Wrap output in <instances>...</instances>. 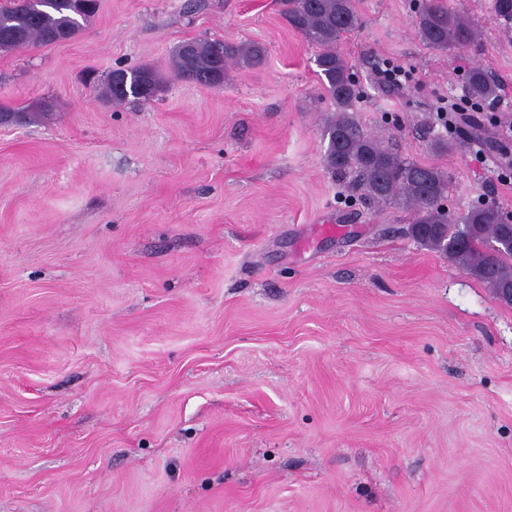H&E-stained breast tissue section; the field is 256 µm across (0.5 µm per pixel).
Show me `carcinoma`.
<instances>
[{
    "mask_svg": "<svg viewBox=\"0 0 512 512\" xmlns=\"http://www.w3.org/2000/svg\"><path fill=\"white\" fill-rule=\"evenodd\" d=\"M281 14L319 52L316 65L325 91L336 106L326 120V167L352 176L350 185L361 197L382 207L400 206L412 214L409 234L418 244L439 253L489 288L512 284V252L489 260L485 248L502 236L512 237V220L499 207L478 202L454 215L444 206L448 175L440 169L410 161L377 138L364 133L353 113L362 90L351 67L336 52V44L361 26L355 0H281ZM97 0H0V51L49 44L74 37L95 14ZM487 9L505 27L512 26V0H488ZM415 26L425 44L437 51L475 43L479 31L448 0H423ZM254 44L221 40H192L174 49L171 69L180 78L202 86L224 82L232 65L260 62ZM163 77L147 65L113 70L105 83L110 102H149L157 96ZM498 86L487 72L474 66L465 79L463 107L491 105Z\"/></svg>",
    "mask_w": 512,
    "mask_h": 512,
    "instance_id": "carcinoma-1",
    "label": "carcinoma"
}]
</instances>
